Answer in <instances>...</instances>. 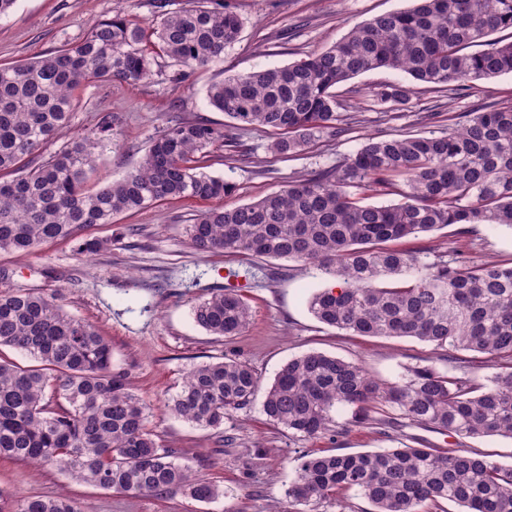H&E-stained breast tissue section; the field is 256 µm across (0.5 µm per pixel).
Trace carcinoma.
Instances as JSON below:
<instances>
[{"instance_id":"1","label":"carcinoma","mask_w":512,"mask_h":512,"mask_svg":"<svg viewBox=\"0 0 512 512\" xmlns=\"http://www.w3.org/2000/svg\"><path fill=\"white\" fill-rule=\"evenodd\" d=\"M407 10L352 27L331 47L288 65L224 77L206 96L243 127L271 131V149L294 157L323 136L341 137L359 122L337 111L336 87L379 69H399L434 95L430 135L371 136L333 167L288 181L262 199L224 206L231 182L202 171L215 151L234 156L240 144L224 127L178 121L123 179L87 192V173L112 142V117L37 167L25 157L65 127L73 92L86 82L153 76L168 57L173 79L224 60L242 20L229 0H195L157 23L120 12L92 25L77 44L28 62L0 66V252L28 256L44 243L76 240L96 224L166 199L210 206L186 225L199 252H243L254 259L309 265L338 281L314 293L309 311L321 323L358 336L412 337L443 352L477 354L455 372L435 365L403 367L383 382L352 361L312 350L289 360L261 388L245 360L196 365L167 400L176 417L218 429L264 391L263 410L295 437L333 432L335 414L350 424L390 428L397 421L459 439H512V259L486 261L458 246L429 263L393 243L451 225L490 224L512 230V104L485 102L450 112L443 98L476 80L512 74V0H414ZM410 89L386 85L375 96L395 119ZM397 195L388 204L364 195ZM196 325L225 339L241 335L252 312L239 288L192 307ZM33 364L0 356V458L56 466L104 490L163 498L179 490L199 502L222 492L176 461L149 428L148 407L125 373L112 370V345L90 323L69 315L55 292H0V348ZM491 369L486 382L478 371ZM353 490L370 512H431L448 501L465 512H512V465L457 448L404 446L353 454L301 456L285 496L317 512ZM0 512H82L71 498L0 491Z\"/></svg>"}]
</instances>
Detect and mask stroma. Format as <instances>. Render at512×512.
Instances as JSON below:
<instances>
[{"mask_svg":"<svg viewBox=\"0 0 512 512\" xmlns=\"http://www.w3.org/2000/svg\"><path fill=\"white\" fill-rule=\"evenodd\" d=\"M243 26L238 40L224 52L223 63L192 71L173 80L170 60L159 59L149 80L89 82L75 92L76 106L69 126L54 140V148L72 143L94 129L101 116L113 119L112 144L90 174L86 186L95 191L122 179L141 163L151 141L179 120L201 119L223 126L226 136L247 145L246 159L214 153L208 174L232 182L235 191L225 206L249 203L280 190L289 180L342 161L370 136L425 132L420 114L430 101L424 85L401 71L376 69L342 83L336 90L339 109L358 113L360 124L338 139L312 142L293 158L270 151V131L242 130L210 106L206 90L234 73L283 66L320 52L342 38L354 25L374 16L410 7L411 0H231ZM188 0H17L0 17V64L23 63L82 40L93 22L118 11L155 22L163 12L186 7ZM384 84L402 85L411 94L395 120L377 115L374 92ZM495 101L512 103V75L478 80L465 96L451 99L455 112ZM205 205L193 199L165 200L137 213L117 216L85 235L105 241L92 256L80 255L75 242L58 240L20 258L0 253V291L36 288L58 292L70 315L93 326L112 345V366L125 370L135 391L151 408L150 427L160 445L175 452L196 475L224 490L209 503L181 493L166 499L134 497L78 482L55 468L35 467L0 459V490L20 497L67 495L84 512H294L285 496L301 455L312 448L327 453H356L414 445L450 448L454 438L426 428L405 427L383 432L369 425L351 427L347 413L336 415L339 435L310 441L292 437L270 423L262 397L225 419L220 430H204L171 415L166 407L182 375L193 365L239 358L269 385L288 360L311 350L324 351L361 364L374 378L397 380L405 363L440 365L432 345L411 337L353 336L318 322L308 297L332 286V279L314 268L283 259L266 260L275 271L244 287L252 311L251 324L233 340L218 339L196 326L192 306L226 285L228 271L244 270L241 253L196 251L186 224ZM467 243L473 256L512 258V231L488 224L471 225L466 234L457 226L408 239L420 249L422 261H432L433 248L447 251Z\"/></svg>","mask_w":512,"mask_h":512,"instance_id":"1","label":"stroma"}]
</instances>
